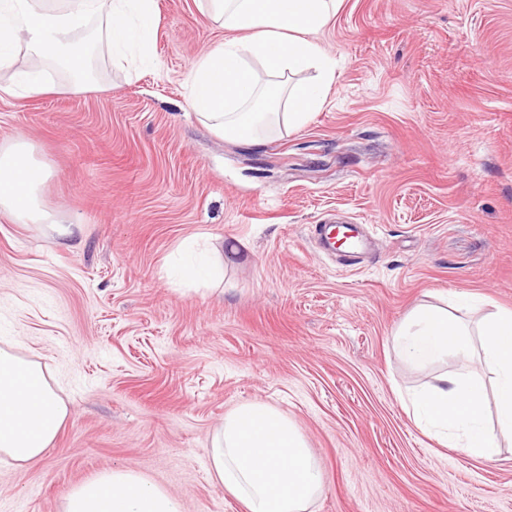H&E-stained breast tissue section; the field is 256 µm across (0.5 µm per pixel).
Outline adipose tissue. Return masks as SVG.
<instances>
[{"instance_id":"ef3b65f1","label":"adipose tissue","mask_w":512,"mask_h":512,"mask_svg":"<svg viewBox=\"0 0 512 512\" xmlns=\"http://www.w3.org/2000/svg\"><path fill=\"white\" fill-rule=\"evenodd\" d=\"M342 0H204L203 8L230 37L195 60L188 71L190 104L199 121L225 137L257 140L301 128L324 102L335 81L331 58L316 40ZM107 17L106 38L116 59L135 53L152 60L156 0H71L64 11L42 0H0V71L10 82L0 92L28 98L48 91L44 62L54 58L76 83L89 81L88 65L67 53L66 38L98 13ZM26 62H19L20 50ZM312 70L313 81L294 77ZM287 111H279L280 103ZM23 139L0 145V214L17 224H42L67 249L79 247L81 227L41 206L53 170L37 162ZM398 360L427 367L454 359L458 367L403 394L421 430L445 446L493 461L499 440L512 438V309L498 308L468 321L440 305L414 307L392 334ZM494 380L485 391L480 376ZM493 398L494 420L485 417ZM69 409L40 364L0 348V460L25 464L40 459L64 425ZM210 473L245 512H308L323 477L294 423L273 406L242 403L212 438ZM63 512H182L162 486L123 467L76 485Z\"/></svg>"}]
</instances>
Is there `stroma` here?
I'll return each instance as SVG.
<instances>
[{
    "mask_svg": "<svg viewBox=\"0 0 512 512\" xmlns=\"http://www.w3.org/2000/svg\"><path fill=\"white\" fill-rule=\"evenodd\" d=\"M154 63L112 61L99 15L78 32L93 82L0 95V143L56 176L43 207L82 226L60 249L0 214V348L46 366L70 415L41 459L0 461V512H62L76 484L127 467L184 512H244L209 474L215 428L264 401L323 473L309 512H512V443L494 462L417 428L392 330L415 305L512 309V0H343L316 36L337 63L295 131L218 136L189 105L191 61L226 33L197 0H157ZM364 225L358 264L311 231ZM202 234L240 254L218 285L167 264Z\"/></svg>",
    "mask_w": 512,
    "mask_h": 512,
    "instance_id": "1",
    "label": "stroma"
}]
</instances>
